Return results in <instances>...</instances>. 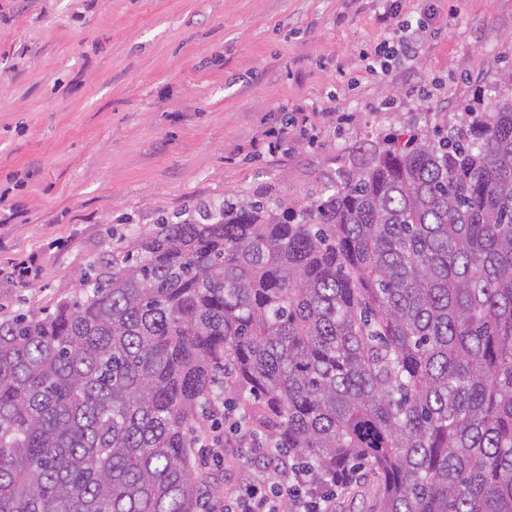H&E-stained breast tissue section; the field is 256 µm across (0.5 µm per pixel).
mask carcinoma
Here are the masks:
<instances>
[{
    "label": "carcinoma",
    "mask_w": 512,
    "mask_h": 512,
    "mask_svg": "<svg viewBox=\"0 0 512 512\" xmlns=\"http://www.w3.org/2000/svg\"><path fill=\"white\" fill-rule=\"evenodd\" d=\"M364 152L295 209L163 218L83 299L0 319V512H196L219 387L379 512H512V103Z\"/></svg>",
    "instance_id": "1"
}]
</instances>
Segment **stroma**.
<instances>
[{
  "label": "stroma",
  "instance_id": "1",
  "mask_svg": "<svg viewBox=\"0 0 512 512\" xmlns=\"http://www.w3.org/2000/svg\"><path fill=\"white\" fill-rule=\"evenodd\" d=\"M390 5L0 0V318L82 297L116 234L232 195L315 198L352 149L408 136L412 116L484 111L512 66V0H402L430 30L414 62L373 73ZM190 454L220 499L252 451L234 438Z\"/></svg>",
  "mask_w": 512,
  "mask_h": 512
}]
</instances>
